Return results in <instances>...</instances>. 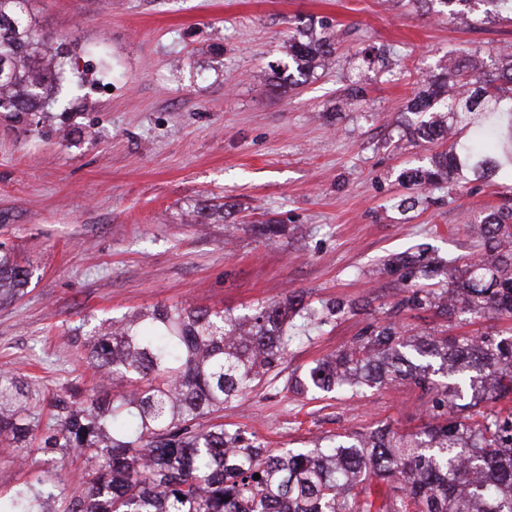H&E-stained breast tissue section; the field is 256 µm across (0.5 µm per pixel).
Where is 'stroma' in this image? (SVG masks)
Returning a JSON list of instances; mask_svg holds the SVG:
<instances>
[{
    "mask_svg": "<svg viewBox=\"0 0 512 512\" xmlns=\"http://www.w3.org/2000/svg\"><path fill=\"white\" fill-rule=\"evenodd\" d=\"M66 77L41 112H0V243L28 263L27 293L0 307V369L35 378L41 423L54 398L96 386L72 336L158 304L248 312L304 295L353 311L298 329L270 380L225 406L224 426L292 448L388 423L416 431L426 400L409 383L362 397L299 395L292 375L384 324L403 296L380 268L428 249L466 262L469 227L512 198V174L419 191L400 175L435 146L404 135L401 109L449 56L512 52V22L477 28L390 0H32ZM321 20L328 68L287 94L268 86L288 37ZM224 51L215 56L213 45ZM387 46L391 76L363 64ZM358 82L362 99L343 96ZM219 197L223 217L204 205ZM287 233L266 240L256 220Z\"/></svg>",
    "mask_w": 512,
    "mask_h": 512,
    "instance_id": "35a3bbf8",
    "label": "stroma"
}]
</instances>
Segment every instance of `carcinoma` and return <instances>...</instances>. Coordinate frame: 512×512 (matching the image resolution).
<instances>
[{"label":"carcinoma","instance_id":"1","mask_svg":"<svg viewBox=\"0 0 512 512\" xmlns=\"http://www.w3.org/2000/svg\"><path fill=\"white\" fill-rule=\"evenodd\" d=\"M418 2L475 27L512 16V0ZM298 33L288 44L284 89L295 75L325 66L335 50L325 31ZM478 54L426 78L405 106L423 116L408 125L409 141L448 140L430 166L402 173L407 185L484 178L500 168L502 149L512 167V53L500 55L494 71ZM57 56L38 33L31 0H0V102L8 111H36L53 94ZM467 128L472 134L462 141ZM472 232L477 262L459 266L423 251L387 260L404 285L393 319L365 325L351 346L291 382L298 394L409 382L432 395L420 431L379 425L270 453L224 428V406L265 382L288 354L293 320L323 322L353 308L348 302L311 307L294 296L243 315L154 306L88 335L75 332L93 372L128 391L116 400L93 391L79 404L58 398L42 436L35 384L0 370V437L11 438L24 463L76 456L86 478L83 492L71 495L51 479L19 486L0 497V512H512V405L505 404L512 401V334L411 335L394 320L405 309L512 319V206L490 212ZM435 278V288L420 284ZM29 279L30 270L0 249V304L21 297ZM371 478L383 486L371 487Z\"/></svg>","mask_w":512,"mask_h":512}]
</instances>
